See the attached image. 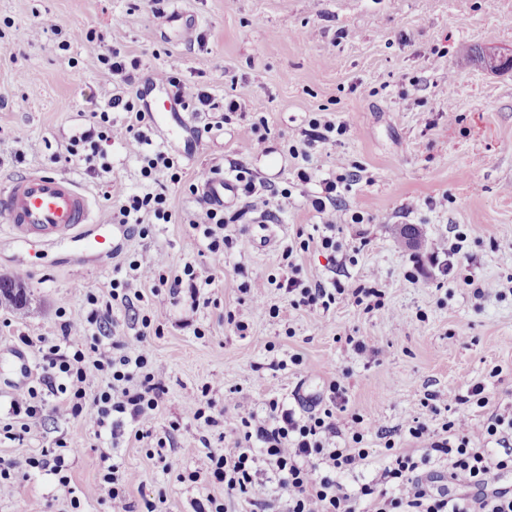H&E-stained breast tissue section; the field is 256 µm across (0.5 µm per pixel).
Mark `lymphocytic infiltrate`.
<instances>
[{
  "mask_svg": "<svg viewBox=\"0 0 512 512\" xmlns=\"http://www.w3.org/2000/svg\"><path fill=\"white\" fill-rule=\"evenodd\" d=\"M98 62L108 64L114 92L98 110L91 112L89 126L72 136L64 159L84 164L89 174H96L94 161L103 156L106 146L118 142L141 163V175L148 180L145 192L132 193L113 207L116 223L129 224L138 234H145L148 224L171 223L168 207L169 184L182 179L178 163L166 148L153 146L147 134L149 112L141 104L140 92L134 91L137 59L123 51L120 34H113ZM153 81L172 88L174 99L188 112H217L222 120L241 111L236 96L216 99L196 84L181 80L164 69L155 70ZM122 113V120H112V113ZM336 177L316 179L311 168L298 167L296 176L303 183L318 182L319 190L308 195L306 205L318 214L326 231L320 239L322 249L335 251L334 232L339 223L343 190L357 183L359 176L349 171L344 157H337ZM246 204L264 216L288 212L295 201L288 190L256 182L251 173L238 170ZM198 213L190 226L206 241L212 266L224 264V248L230 242L225 229L231 219L213 208L205 198H197ZM167 287L172 297H187L192 307H199L213 283L212 276L197 272L192 263L174 267L168 255L156 253L147 261L129 262L124 276L110 279L105 294L88 292L89 306L84 316L64 317L57 334L47 338L23 337L32 348L38 377L35 384L13 393L8 420H0V436L10 441L24 440L32 426L46 414L83 423L95 437L110 435L120 441L132 433L136 441L156 444L159 463L172 468V453L190 458L194 469L190 481L206 479L224 488L223 498L206 496L194 503L195 512H227L229 502L241 504L243 512H512V491L496 487L501 471L512 470V412L495 413L484 420L471 417L469 405L487 406L489 399L480 384L462 381L449 393H425L420 400L422 416L412 417L393 431H379L387 451L384 466L376 479L363 484L358 492H349L341 483L342 474L364 467L371 455L364 437L371 423L368 416L350 415L351 436L337 445L339 418L348 413L340 384L331 383L327 400L312 402L298 412L271 400L265 413L245 410L235 393H228L223 404L208 396L190 397L184 405L186 418L207 427L234 434V448L221 452L211 446L191 448L178 443L179 423H172L164 434H157L155 419L167 393V372L163 366L149 363L150 344L147 326L163 324L166 309L152 310L143 318V331L127 336L119 334L115 308L130 311L143 297L142 288L151 282ZM285 294L296 296L304 306L330 308L337 296L348 295L355 302L381 298L374 286L351 289L328 282L320 276L291 274L277 284ZM101 376L103 389L91 391L90 379ZM443 416L440 429H432L428 416ZM406 447H397V440ZM76 448L63 437L53 445L18 463L0 458V498L18 490V473H44L55 476L58 487L68 500L71 512H81V499L72 484L71 464ZM264 459L278 488L277 496H263L258 488L255 463ZM104 461L99 485V500L109 512H157L153 501L144 505L127 495L138 475L101 454ZM447 464L446 475L460 492L448 494L434 490L424 482L422 469L430 462Z\"/></svg>",
  "mask_w": 512,
  "mask_h": 512,
  "instance_id": "lymphocytic-infiltrate-1",
  "label": "lymphocytic infiltrate"
}]
</instances>
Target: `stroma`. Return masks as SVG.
Here are the masks:
<instances>
[{
  "label": "stroma",
  "mask_w": 512,
  "mask_h": 512,
  "mask_svg": "<svg viewBox=\"0 0 512 512\" xmlns=\"http://www.w3.org/2000/svg\"><path fill=\"white\" fill-rule=\"evenodd\" d=\"M201 19L182 36L161 28L146 0H0V185L34 172L76 179L98 202L96 219L114 250L101 259L89 243L63 240L47 248L0 229V274L21 282L29 295L25 317L0 311V361L24 348L21 335L54 336L59 308L85 314L86 291L102 286L112 271L163 251L174 265L193 261L213 275L211 302L191 308L167 291L144 288L138 314L159 307L170 316L150 336L153 362L168 373L167 395L155 421L157 433L180 421L178 439L197 444L199 427L183 420L184 403L210 386L216 401L240 389L246 409L262 411L271 398L295 405L298 390L322 399L338 381L349 412L370 416L376 427L403 425L424 392H445L459 380L482 383L490 402L471 407L477 418L512 410V70L492 71L477 59L496 48L512 55V0H182ZM57 25L58 34L35 40L32 27ZM141 66L138 86L148 105L165 92L150 82L159 68L199 84L216 99L237 95L245 113L195 137L179 112L151 129L186 173L168 192L173 219L154 224L147 236L129 233L112 220L114 201L141 191V165L123 145L107 148V172L92 178L82 167L60 161L70 137L85 129L86 115L112 93L107 66H91L113 30ZM453 80L451 96L443 83ZM456 120H449V113ZM345 126L336 141L318 145L309 165L317 179L303 184L289 147L317 117ZM265 121L259 132L253 123ZM259 135L247 154L243 139ZM37 151H28V143ZM25 152L16 162V152ZM357 166L360 180L343 192L341 248L323 250L313 235L319 219L304 208L319 179L335 176L336 158ZM247 168L258 181L291 191L295 208L279 215L267 248H256L243 215L227 232L224 266L215 270L201 237L189 222L196 203L188 189L211 166ZM447 205H440V198ZM408 224L418 241L402 244L397 230ZM460 246L461 259L441 275L426 257L437 242ZM295 245L293 260L282 257ZM345 287L374 285L381 309L350 301L330 309L293 307L269 288L263 305L241 291L256 278L282 279L289 263ZM496 281L500 296H477L475 287ZM404 314L395 323L388 311ZM244 320L246 331L228 323ZM11 325H4V318ZM364 340L356 352L347 337ZM299 355L300 365L280 371L276 362ZM66 437L78 448L72 468L83 491L84 512H107L98 500L100 454L109 438L94 439L77 421L46 418L24 442L0 441V457L17 462ZM148 443L118 448L125 467L138 474L133 500L164 493L161 512H193L196 498H223L205 481L179 482L193 470L175 458L172 471L153 464ZM0 512H69L53 477L22 479L18 494L0 499Z\"/></svg>",
  "instance_id": "obj_1"
}]
</instances>
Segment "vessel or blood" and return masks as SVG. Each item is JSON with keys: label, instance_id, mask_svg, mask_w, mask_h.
Listing matches in <instances>:
<instances>
[{"label": "vessel or blood", "instance_id": "vessel-or-blood-1", "mask_svg": "<svg viewBox=\"0 0 512 512\" xmlns=\"http://www.w3.org/2000/svg\"><path fill=\"white\" fill-rule=\"evenodd\" d=\"M201 196L214 207L236 203L241 185L235 177L210 175L199 184ZM0 217L16 237L55 244L59 237L80 240L92 223V199L73 178L50 172H35L0 189Z\"/></svg>", "mask_w": 512, "mask_h": 512}]
</instances>
